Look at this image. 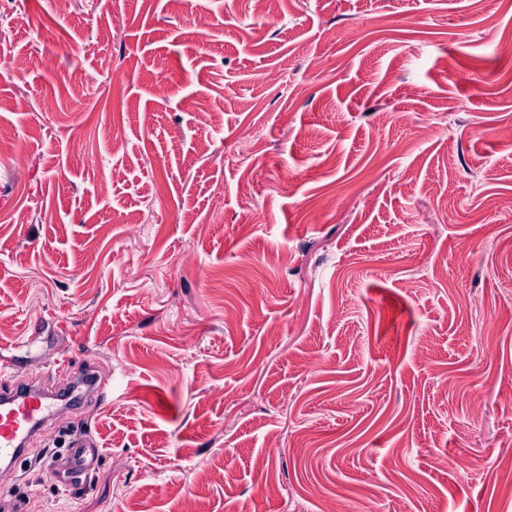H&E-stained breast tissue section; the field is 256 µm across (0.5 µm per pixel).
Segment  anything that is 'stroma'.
Returning a JSON list of instances; mask_svg holds the SVG:
<instances>
[{"label": "stroma", "mask_w": 512, "mask_h": 512, "mask_svg": "<svg viewBox=\"0 0 512 512\" xmlns=\"http://www.w3.org/2000/svg\"><path fill=\"white\" fill-rule=\"evenodd\" d=\"M0 137L6 512H512V0H0ZM0 366V460L12 467L35 433L55 414L49 397L33 382H19ZM87 447L86 444L81 443L70 448V466L64 476L65 484L83 482L82 477L86 478L90 470L94 468V464L98 460V454L95 459V454L90 452Z\"/></svg>", "instance_id": "35a3bbf8"}]
</instances>
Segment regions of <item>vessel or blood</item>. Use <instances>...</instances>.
<instances>
[{
    "instance_id": "obj_1",
    "label": "vessel or blood",
    "mask_w": 512,
    "mask_h": 512,
    "mask_svg": "<svg viewBox=\"0 0 512 512\" xmlns=\"http://www.w3.org/2000/svg\"><path fill=\"white\" fill-rule=\"evenodd\" d=\"M54 415L47 395L31 382L13 379L6 366H0V460L15 464L35 433ZM65 483H80L93 469L96 459L85 444L72 446Z\"/></svg>"
}]
</instances>
